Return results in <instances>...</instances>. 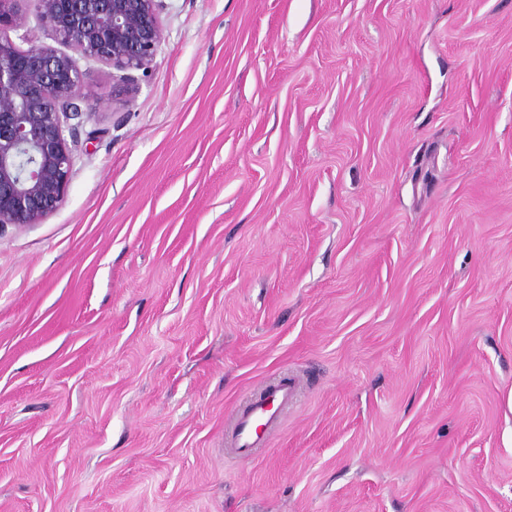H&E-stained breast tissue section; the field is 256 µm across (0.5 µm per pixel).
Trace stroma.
Segmentation results:
<instances>
[{
    "instance_id": "35a3bbf8",
    "label": "stroma",
    "mask_w": 512,
    "mask_h": 512,
    "mask_svg": "<svg viewBox=\"0 0 512 512\" xmlns=\"http://www.w3.org/2000/svg\"><path fill=\"white\" fill-rule=\"evenodd\" d=\"M164 5L0 233V512H512V0ZM296 397V385L281 380L261 389L260 394L238 408L232 417L228 446L235 458L248 459L268 446L283 422L285 409Z\"/></svg>"
}]
</instances>
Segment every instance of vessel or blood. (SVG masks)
Returning a JSON list of instances; mask_svg holds the SVG:
<instances>
[{"label": "vessel or blood", "instance_id": "vessel-or-blood-1", "mask_svg": "<svg viewBox=\"0 0 512 512\" xmlns=\"http://www.w3.org/2000/svg\"><path fill=\"white\" fill-rule=\"evenodd\" d=\"M296 397L294 381L285 379L261 389L259 395L238 408L232 417L228 445L232 455L248 459L267 447L283 422L285 409Z\"/></svg>", "mask_w": 512, "mask_h": 512}]
</instances>
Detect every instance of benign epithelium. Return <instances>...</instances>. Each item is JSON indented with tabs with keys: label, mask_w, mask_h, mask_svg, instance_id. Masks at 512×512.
I'll return each mask as SVG.
<instances>
[{
	"label": "benign epithelium",
	"mask_w": 512,
	"mask_h": 512,
	"mask_svg": "<svg viewBox=\"0 0 512 512\" xmlns=\"http://www.w3.org/2000/svg\"><path fill=\"white\" fill-rule=\"evenodd\" d=\"M21 2L0 0V230L38 224L62 201L75 164L64 124L92 96L79 60L112 67V94L126 97L162 39L163 0H37L61 50L34 44Z\"/></svg>",
	"instance_id": "1"
}]
</instances>
